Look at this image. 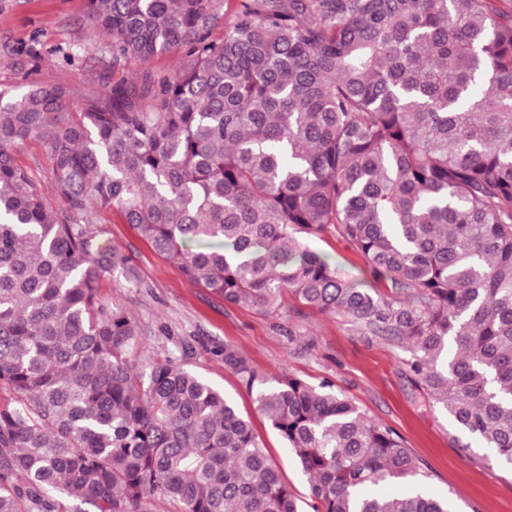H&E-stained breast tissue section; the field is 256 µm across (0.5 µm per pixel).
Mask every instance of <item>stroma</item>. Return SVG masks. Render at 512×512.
<instances>
[{"instance_id": "obj_1", "label": "stroma", "mask_w": 512, "mask_h": 512, "mask_svg": "<svg viewBox=\"0 0 512 512\" xmlns=\"http://www.w3.org/2000/svg\"><path fill=\"white\" fill-rule=\"evenodd\" d=\"M173 66V56L164 55L131 69L114 68L107 38L90 32L86 0H0V91L16 95L34 86H63L80 101L131 72L163 77L172 75ZM101 243L126 254L135 271L132 282L119 274L107 277L100 294L135 321L144 356L172 359L223 391L249 416L303 506L311 504L307 478L257 412L245 383L225 369V347L266 377L285 371L313 384L334 383L370 420L411 448L424 492L447 500L451 512H512V471L496 466L491 450L428 400L405 349L361 332L345 315L291 298L275 316L225 303L191 284L118 214H108ZM306 243L335 264L342 278L387 292V282L376 279L335 230Z\"/></svg>"}]
</instances>
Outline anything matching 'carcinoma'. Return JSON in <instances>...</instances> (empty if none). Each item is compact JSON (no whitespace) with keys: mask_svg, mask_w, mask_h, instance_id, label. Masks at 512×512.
<instances>
[{"mask_svg":"<svg viewBox=\"0 0 512 512\" xmlns=\"http://www.w3.org/2000/svg\"><path fill=\"white\" fill-rule=\"evenodd\" d=\"M116 68L71 104L0 91V512H301L252 422L99 296L119 213L195 286L276 314L289 293L407 350L417 385L512 469V0H87ZM226 18L224 36L212 27ZM45 143L56 209L18 165ZM337 233L381 293L305 239ZM210 247L192 250L189 244ZM257 411L315 512H448L385 497L417 458L332 385L267 378Z\"/></svg>","mask_w":512,"mask_h":512,"instance_id":"obj_1","label":"carcinoma"}]
</instances>
